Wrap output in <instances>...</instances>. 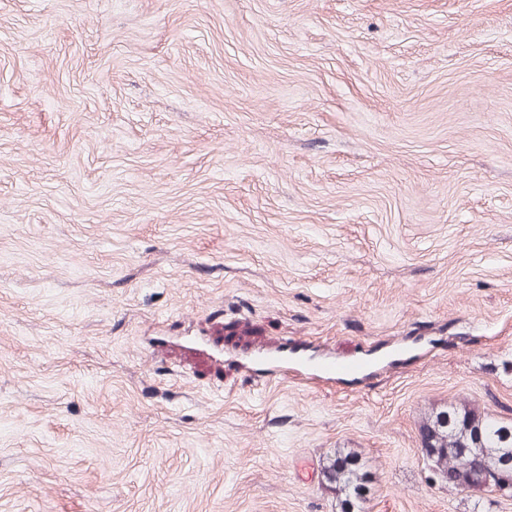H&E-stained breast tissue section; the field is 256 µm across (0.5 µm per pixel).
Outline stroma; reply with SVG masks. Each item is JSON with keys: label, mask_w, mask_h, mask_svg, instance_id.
I'll return each mask as SVG.
<instances>
[{"label": "stroma", "mask_w": 512, "mask_h": 512, "mask_svg": "<svg viewBox=\"0 0 512 512\" xmlns=\"http://www.w3.org/2000/svg\"><path fill=\"white\" fill-rule=\"evenodd\" d=\"M422 341L343 385L177 339ZM512 419V0H0V512H512L431 408ZM419 433L424 436L427 446L420 448L422 461L429 472L431 481L436 485L448 486V489L466 493L483 492L491 487L493 468H502L498 484L512 485V421L494 417L465 399L450 402L439 410L421 419ZM430 459L427 456V452ZM473 454V478L468 484L460 483L452 472L469 478L470 453ZM509 456L511 465L503 467V460ZM441 472L440 475L430 464ZM450 469L452 472L448 471ZM321 475L327 486L341 498L344 512H362L365 474L353 453H336L323 465Z\"/></svg>", "instance_id": "obj_1"}]
</instances>
